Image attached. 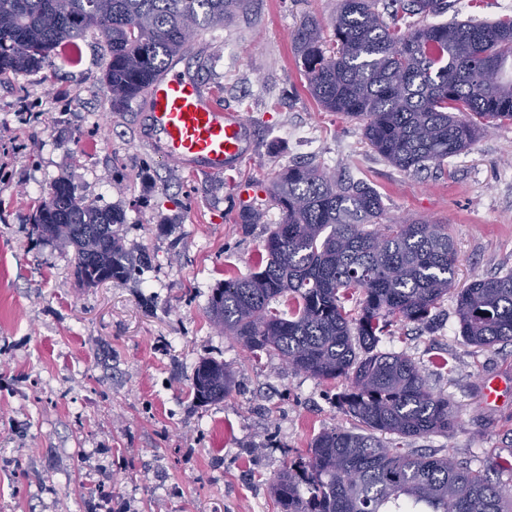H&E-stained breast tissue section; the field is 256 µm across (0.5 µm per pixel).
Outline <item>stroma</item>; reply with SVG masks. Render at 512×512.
<instances>
[{
	"label": "stroma",
	"mask_w": 512,
	"mask_h": 512,
	"mask_svg": "<svg viewBox=\"0 0 512 512\" xmlns=\"http://www.w3.org/2000/svg\"><path fill=\"white\" fill-rule=\"evenodd\" d=\"M450 2L448 23L512 15V0ZM337 3L251 0L178 58L247 122L250 153L221 176L153 148L146 100L113 110L95 34L58 49L52 67L0 75V512H281L273 478L324 430L350 428L337 403L348 382L250 353L206 307L219 283L265 260L280 221L269 181L293 162L365 181L384 222L447 225L458 287L512 271V123L417 175L388 164L361 122L315 102L293 53L301 20L329 21ZM59 177L86 203L125 212V248L148 258L137 280L81 287L73 248L28 238L27 218ZM250 187L263 218L244 230ZM436 313L431 330L394 323L378 349L407 353L456 408L452 434L404 447L475 465L512 446V344L475 350L452 299ZM204 358L224 361L236 388L198 404L190 390Z\"/></svg>",
	"instance_id": "35a3bbf8"
}]
</instances>
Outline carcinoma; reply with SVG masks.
I'll list each match as a JSON object with an SVG mask.
<instances>
[{
  "label": "carcinoma",
  "instance_id": "obj_1",
  "mask_svg": "<svg viewBox=\"0 0 512 512\" xmlns=\"http://www.w3.org/2000/svg\"><path fill=\"white\" fill-rule=\"evenodd\" d=\"M250 0H0V74L41 69L89 31L103 40L112 106L145 96L189 46L182 37L222 27ZM340 0L324 34L316 18L292 35L316 102L363 123L368 145L390 165L419 173L467 150L493 124L512 122V17L489 23L427 22L448 0ZM498 69L494 84L485 73ZM271 193L281 213L264 242L266 264L215 288L210 323L251 352L273 351L319 380L345 378L338 403L354 429L320 433L272 484L281 512H512V449L474 468L450 453L401 448L402 439L448 435L454 403L435 393L409 356L376 351L393 320L430 322L455 299L459 334L484 348L512 342V272L456 290V255L445 224H381V196L311 163L284 169ZM30 235L74 247L86 287L106 275L133 279L142 259L124 246L126 214L84 203L63 177L41 198ZM362 295L351 313L345 300ZM288 299V313L272 307ZM224 362L197 366L195 400L234 387ZM454 503L448 509V502Z\"/></svg>",
  "mask_w": 512,
  "mask_h": 512
}]
</instances>
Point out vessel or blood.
Instances as JSON below:
<instances>
[{
    "label": "vessel or blood",
    "instance_id": "1",
    "mask_svg": "<svg viewBox=\"0 0 512 512\" xmlns=\"http://www.w3.org/2000/svg\"><path fill=\"white\" fill-rule=\"evenodd\" d=\"M153 146L183 167L212 175L236 168L247 157V129L225 110L213 91L177 68L146 93Z\"/></svg>",
    "mask_w": 512,
    "mask_h": 512
}]
</instances>
